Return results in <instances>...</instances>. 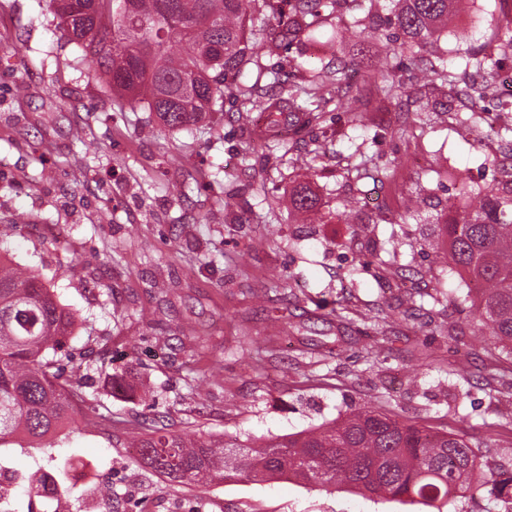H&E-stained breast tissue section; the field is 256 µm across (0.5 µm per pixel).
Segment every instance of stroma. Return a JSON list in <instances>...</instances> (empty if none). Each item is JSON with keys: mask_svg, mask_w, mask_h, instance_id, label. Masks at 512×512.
<instances>
[{"mask_svg": "<svg viewBox=\"0 0 512 512\" xmlns=\"http://www.w3.org/2000/svg\"><path fill=\"white\" fill-rule=\"evenodd\" d=\"M511 16L503 0H463L438 41L447 64L467 45L493 47ZM351 19L322 16L288 54L261 62L299 63L296 82L352 62L364 126L338 110L309 133L264 141L251 134L261 113L238 121L230 97L212 126L162 128L95 81L47 0H0V250L37 269L83 321L68 351L86 402L53 453L90 462L119 512H189L195 501L191 487L136 466L126 421L158 415L189 436L256 448L367 405L478 445L507 483L500 498L475 491L444 512H512V425L499 415L512 356L476 340L475 310L456 302L466 286L435 253L448 209H471L473 188L502 179V142L437 116L422 137L404 136L406 99L383 100L376 86L389 72L412 92L411 72L386 39L343 37ZM364 154L378 175H357ZM306 181L315 224L291 207ZM175 184L185 196H171ZM392 235L413 244L395 262L382 249ZM437 289L446 301L424 307ZM380 314L382 336L371 325ZM215 368L220 382L191 395L190 370ZM84 490L57 503L14 482L11 507L100 512L97 484ZM203 512L430 510L242 478L211 485Z\"/></svg>", "mask_w": 512, "mask_h": 512, "instance_id": "stroma-1", "label": "stroma"}]
</instances>
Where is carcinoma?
<instances>
[{"instance_id": "obj_1", "label": "carcinoma", "mask_w": 512, "mask_h": 512, "mask_svg": "<svg viewBox=\"0 0 512 512\" xmlns=\"http://www.w3.org/2000/svg\"><path fill=\"white\" fill-rule=\"evenodd\" d=\"M258 0H49L60 24L83 52L97 60V79L131 108L139 104L170 131L207 123L223 111L224 89L235 87L236 111L265 112L269 126L288 123L298 132L320 124L334 105L363 121L364 102L343 90L346 64L313 73L303 83L286 82L280 69L260 64L247 36ZM360 16L346 26L352 35H405L400 53L420 73L421 87L444 98L484 100L493 91L497 67L512 61V22L498 34L496 55L468 47L456 69L443 64L436 45L460 0H263L276 20L265 29L274 53L310 30L322 13L334 15L348 3ZM255 67L257 78L279 89L258 97L236 80ZM448 126L479 131L483 109L462 114L444 106ZM429 116L418 109L407 123L411 136L424 132ZM469 211L448 210L446 265L475 288L464 300L477 309L480 338L512 355V179L477 192ZM292 207L313 214L311 185L295 187ZM79 327L75 312L62 305L41 274L0 252V441L20 439L49 450L61 430L78 423V384L61 381L70 363L65 345ZM131 447L136 462L165 480L203 493L214 482L241 476L258 483L281 478L302 486H338L370 498L410 499L442 512L451 498L474 489L490 497L504 484L481 469L479 455L464 438L430 433L367 406L318 427L269 439L259 448L227 445L213 437L189 439L165 425L138 433Z\"/></svg>"}]
</instances>
